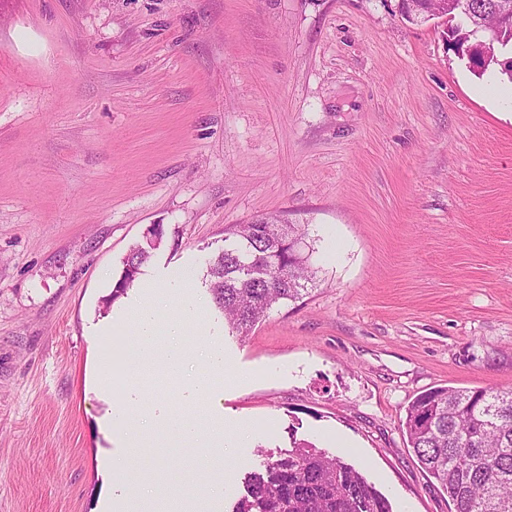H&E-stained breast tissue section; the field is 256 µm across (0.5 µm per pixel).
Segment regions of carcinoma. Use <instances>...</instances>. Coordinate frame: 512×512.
<instances>
[{
  "label": "carcinoma",
  "instance_id": "carcinoma-1",
  "mask_svg": "<svg viewBox=\"0 0 512 512\" xmlns=\"http://www.w3.org/2000/svg\"><path fill=\"white\" fill-rule=\"evenodd\" d=\"M469 0L471 17L448 20L454 38L460 22L485 28L499 4ZM233 224L224 249L207 262L206 278L224 322L245 337L283 301H296L315 278L312 253L293 243L309 237L306 224ZM132 248L115 281L112 299L124 295L150 261ZM403 429L418 462L448 495L455 512H512V389L434 387L408 407ZM270 461L246 476V496L232 512H392L387 498L342 457L312 444L267 454Z\"/></svg>",
  "mask_w": 512,
  "mask_h": 512
}]
</instances>
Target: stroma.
<instances>
[{
    "mask_svg": "<svg viewBox=\"0 0 512 512\" xmlns=\"http://www.w3.org/2000/svg\"><path fill=\"white\" fill-rule=\"evenodd\" d=\"M512 80L398 0H0V512H166L142 477L231 512L261 449L338 455L392 512H454L402 428L435 386L512 388ZM308 225L314 287L232 335L205 284L233 224ZM142 280L193 265L224 349L142 386L117 355ZM217 411L222 458L127 456L117 406ZM151 252L143 247L135 246L125 257L120 277L115 281L112 299L124 295L130 286L139 278L142 268L150 261ZM199 359V368L193 377V386L210 393L218 380L224 379V351L217 341L205 343Z\"/></svg>",
    "mask_w": 512,
    "mask_h": 512,
    "instance_id": "stroma-1",
    "label": "stroma"
}]
</instances>
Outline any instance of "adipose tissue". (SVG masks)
I'll use <instances>...</instances> for the list:
<instances>
[{
  "label": "adipose tissue",
  "mask_w": 512,
  "mask_h": 512,
  "mask_svg": "<svg viewBox=\"0 0 512 512\" xmlns=\"http://www.w3.org/2000/svg\"><path fill=\"white\" fill-rule=\"evenodd\" d=\"M194 281L193 270L183 267L163 282L143 284V300L132 319L133 332L121 350V363L131 377L180 380L190 353L189 327L199 312V303L191 293ZM123 441L129 448L155 442L174 452L203 448L216 456L224 448V427L213 416L203 420L181 415L141 416Z\"/></svg>",
  "instance_id": "1"
}]
</instances>
